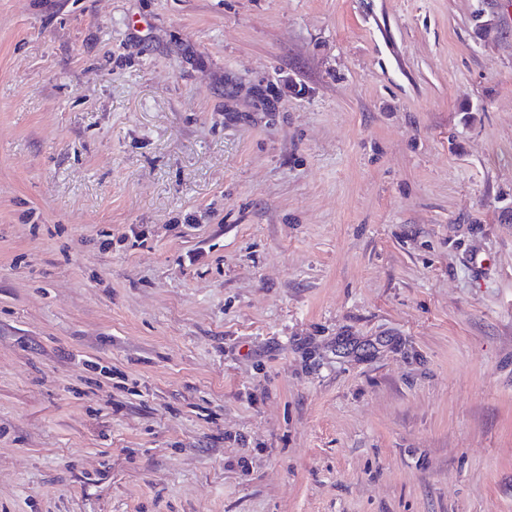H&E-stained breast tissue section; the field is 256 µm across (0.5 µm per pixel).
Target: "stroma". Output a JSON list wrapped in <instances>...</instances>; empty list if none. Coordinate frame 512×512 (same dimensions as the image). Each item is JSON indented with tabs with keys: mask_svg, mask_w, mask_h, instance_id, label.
Returning a JSON list of instances; mask_svg holds the SVG:
<instances>
[{
	"mask_svg": "<svg viewBox=\"0 0 512 512\" xmlns=\"http://www.w3.org/2000/svg\"><path fill=\"white\" fill-rule=\"evenodd\" d=\"M0 512H512V0H0Z\"/></svg>",
	"mask_w": 512,
	"mask_h": 512,
	"instance_id": "35a3bbf8",
	"label": "stroma"
}]
</instances>
